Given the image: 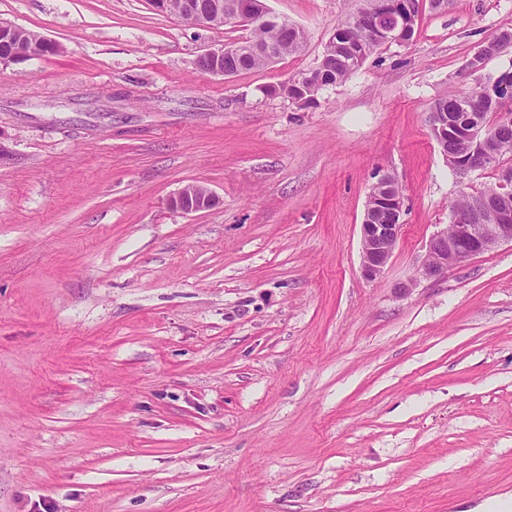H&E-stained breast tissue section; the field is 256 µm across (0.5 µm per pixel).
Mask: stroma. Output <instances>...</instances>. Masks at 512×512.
Wrapping results in <instances>:
<instances>
[{
  "label": "stroma",
  "mask_w": 512,
  "mask_h": 512,
  "mask_svg": "<svg viewBox=\"0 0 512 512\" xmlns=\"http://www.w3.org/2000/svg\"><path fill=\"white\" fill-rule=\"evenodd\" d=\"M301 54L232 78L245 38L149 0H0L57 42L0 64V512H512V245L408 283L462 194L434 101L512 71V0L423 9L302 109L361 0H265ZM404 225L361 273L376 173ZM205 184L217 204L171 197ZM321 78L319 77L317 71L315 69L308 70L304 75L301 77H296L291 79L289 82L281 83L280 85L288 88V84H296L297 82H301L305 85H308L312 89L319 91L323 87L320 84ZM294 99V100H304L303 105H298L300 108L303 107H310L311 105H315L317 100L316 97L311 96V94L308 92V90L305 87L299 86V85H293L290 88H288V99ZM216 199L206 186L192 185L173 196L170 205L174 209L192 213L211 208L216 204Z\"/></svg>",
  "instance_id": "obj_1"
}]
</instances>
